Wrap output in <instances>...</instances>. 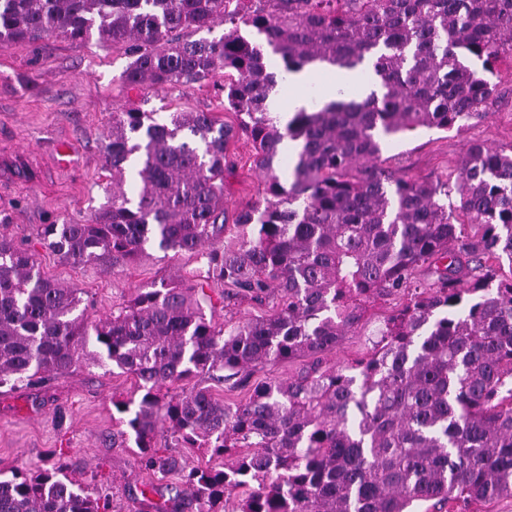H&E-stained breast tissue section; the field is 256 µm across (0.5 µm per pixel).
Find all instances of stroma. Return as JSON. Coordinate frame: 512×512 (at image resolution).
Instances as JSON below:
<instances>
[{
	"label": "stroma",
	"mask_w": 512,
	"mask_h": 512,
	"mask_svg": "<svg viewBox=\"0 0 512 512\" xmlns=\"http://www.w3.org/2000/svg\"><path fill=\"white\" fill-rule=\"evenodd\" d=\"M129 64L123 49L97 40L52 37L36 44L0 49V233L32 254L48 278L78 289L89 314H111L113 304L136 288L171 279L191 280L203 261L149 247L146 256L116 268L82 266L44 244L46 224H79L105 201L109 180L104 145L113 113L128 107L168 114L211 111L226 124L234 113L219 108L223 76L180 92L123 91L120 74ZM504 100L478 122L461 129L419 128L390 137L381 157L413 180H432L453 171L468 144L512 146V82L503 81ZM238 167L224 192V209L234 216L258 200L261 178L253 148L232 141ZM388 304H371L365 327L344 336L332 358L367 356ZM132 376L118 369L81 366L40 387H0V471L35 468L59 461L67 473L90 486H104L115 512H140V488L147 480L130 449L112 445V401L130 396Z\"/></svg>",
	"instance_id": "stroma-1"
}]
</instances>
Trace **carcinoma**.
<instances>
[{
  "label": "carcinoma",
  "instance_id": "carcinoma-1",
  "mask_svg": "<svg viewBox=\"0 0 512 512\" xmlns=\"http://www.w3.org/2000/svg\"><path fill=\"white\" fill-rule=\"evenodd\" d=\"M224 26L220 37L193 38ZM124 49L128 90H180L224 75V111L129 108L105 144L112 188L82 224H46L44 243L78 265L131 263L152 243L204 259L192 282L138 288L112 315L78 311L77 290L45 277L0 237V386L42 385L112 363L140 397L112 447L171 476L142 484L152 512H448L512 497V152L472 143L455 177L412 181L380 160L385 138L461 128L492 111L512 61V0H0V49L51 36ZM371 64L359 102L301 108L286 126L268 98L305 67ZM245 135L261 198L224 218L229 141ZM300 142L282 181L288 142ZM459 194V204L444 199ZM478 227L469 234L466 225ZM425 268L435 276L415 280ZM270 307L217 325L204 305ZM377 298L401 300L368 358L330 364ZM302 361L252 383L258 367ZM192 385L171 391L170 385ZM250 389L226 402L211 384ZM197 449L219 466L172 454ZM158 496L153 500L152 496ZM59 462L0 478V512H109Z\"/></svg>",
  "mask_w": 512,
  "mask_h": 512
}]
</instances>
